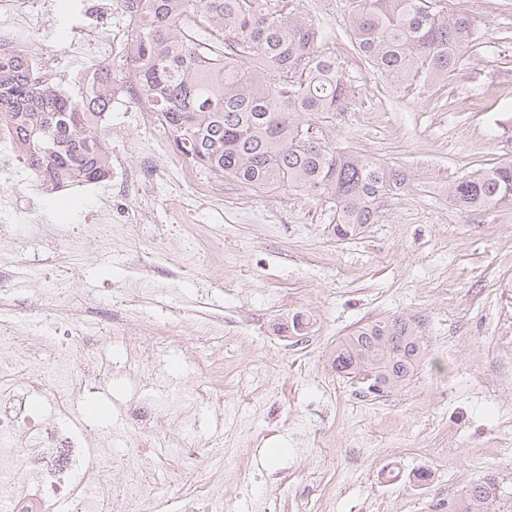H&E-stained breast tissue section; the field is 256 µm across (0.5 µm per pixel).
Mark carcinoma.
Listing matches in <instances>:
<instances>
[{"label":"carcinoma","mask_w":512,"mask_h":512,"mask_svg":"<svg viewBox=\"0 0 512 512\" xmlns=\"http://www.w3.org/2000/svg\"><path fill=\"white\" fill-rule=\"evenodd\" d=\"M126 46L74 99L33 75L30 51L0 54V131L32 174L60 183L101 182L111 168L98 134L118 83L132 81L164 133L196 167L250 189L288 187L331 204L333 232L351 239L376 222L379 199L407 189L409 174L332 147L304 116L335 115L354 94L336 51L302 0H125ZM354 52L397 90L439 83L465 66L475 18L446 0H347ZM197 20L216 40L191 39ZM461 212L512 210V161L448 184ZM425 347L403 317L359 327L336 345L332 366L377 387L406 385ZM498 487L474 480L448 512H488Z\"/></svg>","instance_id":"obj_1"}]
</instances>
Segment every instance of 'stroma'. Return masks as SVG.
<instances>
[{
	"label": "stroma",
	"instance_id": "obj_1",
	"mask_svg": "<svg viewBox=\"0 0 512 512\" xmlns=\"http://www.w3.org/2000/svg\"><path fill=\"white\" fill-rule=\"evenodd\" d=\"M101 0H55L34 48L61 50L75 30L127 22ZM479 21L472 68L440 84L392 92L351 46L345 0H303L336 48L354 88L346 112L313 116L319 137L407 170V191L378 202L379 218L352 240L334 236V212L306 192L257 193L206 176L211 191L162 180L135 242L116 239L66 259L50 241L58 227L91 220L99 186L46 188V241L21 239L11 303L38 335L62 336L40 309L83 294L87 310L74 362L98 358L79 408L97 406L115 455L135 447L121 406L146 390L124 373L127 354L153 328L169 329L166 369L174 385L201 393L199 456L191 479L158 489L167 512H183L194 483H212L199 512H448L478 476L494 475L498 512L512 507V212L459 213L448 182L512 160V0H447ZM139 97L116 93L109 114L113 160L144 143L158 165L183 163L166 136L146 129ZM39 270L27 265L32 251ZM69 264L66 282L54 278ZM156 287L137 306L111 309L112 291L138 269ZM306 326L294 333L293 316ZM412 319L425 352L410 383L379 397L331 367L337 343L379 319ZM136 334L113 341L124 319ZM224 321L220 336L194 325Z\"/></svg>",
	"mask_w": 512,
	"mask_h": 512
}]
</instances>
